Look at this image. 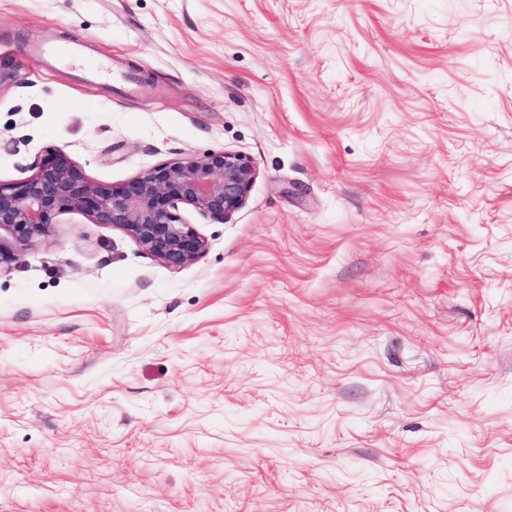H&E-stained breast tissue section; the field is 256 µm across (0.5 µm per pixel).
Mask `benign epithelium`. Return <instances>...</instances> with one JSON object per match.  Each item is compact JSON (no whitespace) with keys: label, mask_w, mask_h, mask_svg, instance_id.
Instances as JSON below:
<instances>
[{"label":"benign epithelium","mask_w":512,"mask_h":512,"mask_svg":"<svg viewBox=\"0 0 512 512\" xmlns=\"http://www.w3.org/2000/svg\"><path fill=\"white\" fill-rule=\"evenodd\" d=\"M22 85L19 66L0 54V89ZM258 171L242 154L212 151L158 163L118 185L89 178L62 148H46L28 178L0 182V269L20 260L22 250L50 232L56 218L77 211L93 223L123 231L148 255L172 270L202 258L208 240L183 222L179 209L193 207L213 224L225 223L245 206Z\"/></svg>","instance_id":"benign-epithelium-1"}]
</instances>
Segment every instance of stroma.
I'll return each instance as SVG.
<instances>
[{"label": "stroma", "instance_id": "stroma-1", "mask_svg": "<svg viewBox=\"0 0 512 512\" xmlns=\"http://www.w3.org/2000/svg\"><path fill=\"white\" fill-rule=\"evenodd\" d=\"M0 53L2 182L258 171L182 269L67 213L0 270V512H512V0H0ZM41 56L51 60H69L82 54V43L73 41L67 45L47 44L40 50Z\"/></svg>", "mask_w": 512, "mask_h": 512}]
</instances>
